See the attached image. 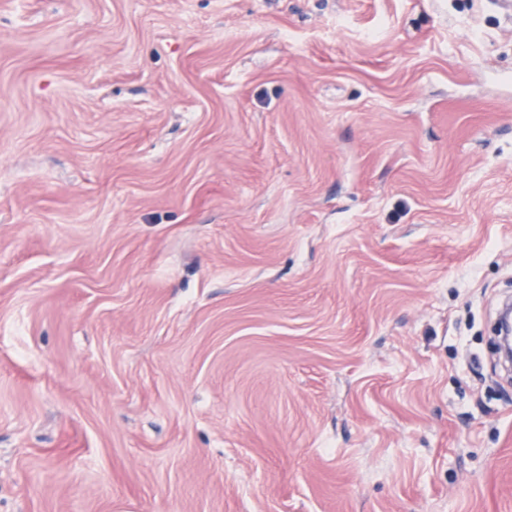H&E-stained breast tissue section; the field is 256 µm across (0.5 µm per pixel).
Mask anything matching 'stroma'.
<instances>
[{
    "instance_id": "obj_1",
    "label": "stroma",
    "mask_w": 512,
    "mask_h": 512,
    "mask_svg": "<svg viewBox=\"0 0 512 512\" xmlns=\"http://www.w3.org/2000/svg\"><path fill=\"white\" fill-rule=\"evenodd\" d=\"M512 20L0 0V512H512Z\"/></svg>"
}]
</instances>
